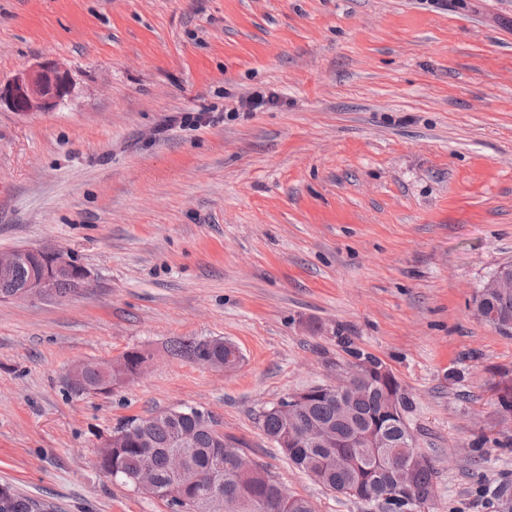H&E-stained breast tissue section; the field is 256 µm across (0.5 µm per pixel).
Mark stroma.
<instances>
[{"mask_svg": "<svg viewBox=\"0 0 512 512\" xmlns=\"http://www.w3.org/2000/svg\"><path fill=\"white\" fill-rule=\"evenodd\" d=\"M51 59L63 105L0 106V250L63 249L90 281L0 300V485L54 512H169L96 451L127 418L195 407L315 512H376L257 425L354 347L413 400L426 512H494L512 336L472 298L512 263V0H0V80ZM256 93L276 100L239 108ZM199 337L238 366L167 351ZM133 350L142 374L69 392L75 362Z\"/></svg>", "mask_w": 512, "mask_h": 512, "instance_id": "stroma-1", "label": "stroma"}]
</instances>
